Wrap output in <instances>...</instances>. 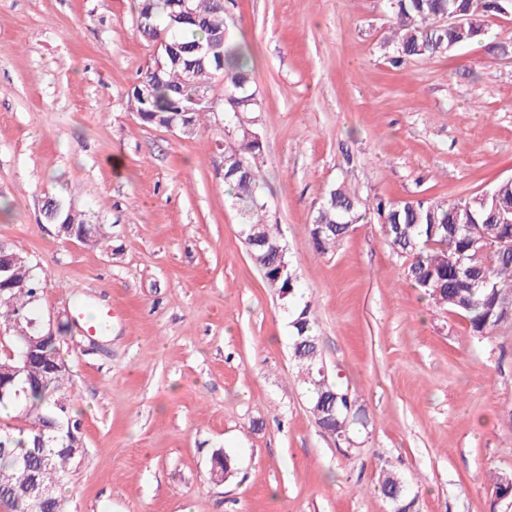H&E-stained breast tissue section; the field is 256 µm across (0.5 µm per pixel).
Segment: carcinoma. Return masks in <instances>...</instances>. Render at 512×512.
Instances as JSON below:
<instances>
[{
	"instance_id": "carcinoma-1",
	"label": "carcinoma",
	"mask_w": 512,
	"mask_h": 512,
	"mask_svg": "<svg viewBox=\"0 0 512 512\" xmlns=\"http://www.w3.org/2000/svg\"><path fill=\"white\" fill-rule=\"evenodd\" d=\"M174 0H138L137 16L152 11L148 22L139 31L153 41L162 36L175 48L174 56L163 60L159 78L149 95L141 97L137 89L128 93L132 111L144 114L142 122L164 127L177 119L180 109L194 105V98L212 94L217 83H224V119L230 128L238 129L236 146L238 162L244 170L224 178L235 203L241 205L245 226L257 225L278 242H283L278 227L264 220L265 204L258 193L255 160L263 149V140L244 143L245 130L259 133L255 118L258 103L249 91V53L246 46L233 42L226 34L224 0H190L199 17L196 23L170 25L169 13ZM393 27L386 44L393 51L392 63L400 65L408 59H433L462 45L471 44L484 34L485 18L512 11V0H389ZM450 13L473 18L478 28H453L442 20ZM195 76L190 78L187 67ZM196 106V105H194ZM211 110L196 106L191 113L195 128H200L204 115ZM382 221L383 235L393 253L410 260L406 279L427 300L463 316L475 336L512 325V250H498L477 255L474 241L483 236L496 241L512 236V179L496 183L488 194H476L457 200L418 198L407 201H384L376 204ZM361 219L358 199L347 186L331 189L317 208L310 224V244L316 252L334 251ZM252 262L261 270L266 281L278 280L282 299L294 296L295 286L286 285L285 277L295 276L293 268L278 278L276 254L267 248L248 245ZM462 259L463 268L455 269L448 255ZM14 284L0 292V328L8 331L4 339L9 353L0 357V385L5 395L0 404L10 403L15 416L0 427V442L11 454L0 457V505L9 512H42L18 493V466L21 463L37 470L40 481L59 489L65 482L75 458L60 450L69 430L81 429L80 414L67 403L62 413L56 401L70 399L67 390L72 383L68 361L61 341L46 348L53 366L52 379L41 385L26 383V377L37 378L41 364L24 362L26 350L22 337L11 330L20 316H30L31 308L40 298L39 279L33 266L17 265L12 271ZM292 357L311 391L310 407L323 433L337 438L350 435L355 426H366L357 414H348V405H356L351 396L341 390L325 395L318 372L320 350L313 332L311 304L306 302L295 310L291 321ZM47 419L59 427L41 431ZM400 477L390 469L379 477L381 494L392 508L406 504L404 498L394 499L396 481Z\"/></svg>"
}]
</instances>
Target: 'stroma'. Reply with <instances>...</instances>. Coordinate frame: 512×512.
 Masks as SVG:
<instances>
[{
	"instance_id": "stroma-1",
	"label": "stroma",
	"mask_w": 512,
	"mask_h": 512,
	"mask_svg": "<svg viewBox=\"0 0 512 512\" xmlns=\"http://www.w3.org/2000/svg\"><path fill=\"white\" fill-rule=\"evenodd\" d=\"M137 0H0V240L32 261L40 321L63 353L84 452L66 512H391L381 469L415 512H512V327L473 335L422 299L376 199H455L512 178V15L434 59L393 66L386 0H224L250 54L264 218L312 305L329 383L367 429L325 435L291 357L289 314L252 263L213 135L143 123L127 104L154 46ZM365 218L320 255L328 191ZM58 199L101 224L88 246L43 217ZM113 308L84 334L78 313ZM231 456L212 482L213 454Z\"/></svg>"
}]
</instances>
